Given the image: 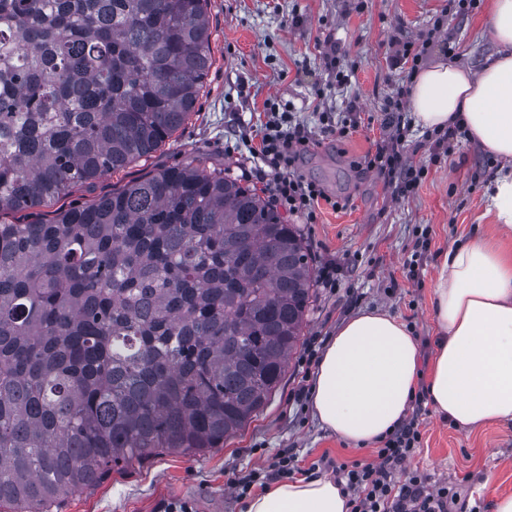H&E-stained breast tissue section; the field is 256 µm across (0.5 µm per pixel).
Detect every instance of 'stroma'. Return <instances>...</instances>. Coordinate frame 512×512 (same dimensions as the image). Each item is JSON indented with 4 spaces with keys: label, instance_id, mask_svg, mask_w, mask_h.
I'll list each match as a JSON object with an SVG mask.
<instances>
[{
    "label": "stroma",
    "instance_id": "obj_1",
    "mask_svg": "<svg viewBox=\"0 0 512 512\" xmlns=\"http://www.w3.org/2000/svg\"><path fill=\"white\" fill-rule=\"evenodd\" d=\"M490 5L480 0L461 12L449 9L448 0H208L213 65L195 115L152 157L103 177L77 197L90 199L190 155L237 178L259 163L245 138L264 121L267 100L315 132L321 114L329 113L346 133L321 138L298 163L300 173L329 196L316 222L300 231L312 267L332 260L339 271L335 288H315L302 341L335 336L349 318L377 310L403 321L423 361H430L440 256L474 232H492L496 218L487 211L486 188L500 163L463 134L448 151L434 150V131L414 126L406 152L424 175L412 193L393 196L383 175L362 163L388 131L389 100L411 82L407 68L393 65L395 52L404 42H424V65L477 68L493 51L484 35ZM436 24L444 35L432 41L428 34ZM329 39L340 47L332 68L323 60ZM338 69L349 76L341 85ZM301 357L293 353L263 413L223 447L193 457L164 454L112 473L94 492L70 496L61 512H163L174 503L189 512H241L230 478L267 468L282 450L293 449L304 470L324 455L373 461L374 447L347 444L320 423L311 405L289 402L303 375ZM421 420V440L405 471L456 492L453 512H492L495 497L512 495V429L461 428L430 410Z\"/></svg>",
    "mask_w": 512,
    "mask_h": 512
}]
</instances>
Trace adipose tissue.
<instances>
[{"label":"adipose tissue","instance_id":"ef3b65f1","mask_svg":"<svg viewBox=\"0 0 512 512\" xmlns=\"http://www.w3.org/2000/svg\"><path fill=\"white\" fill-rule=\"evenodd\" d=\"M488 32L496 52L479 71L438 62L412 79L415 125L460 124L500 161L488 188L498 221L493 235L450 246L433 284L438 333L429 373L406 324L380 311L347 320L327 343L311 387L320 422L364 447L392 433L417 392L455 426H512V0H492ZM242 512H348L347 497L326 474L272 482L245 498Z\"/></svg>","mask_w":512,"mask_h":512}]
</instances>
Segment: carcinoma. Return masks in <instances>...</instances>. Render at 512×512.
<instances>
[{"label":"carcinoma","mask_w":512,"mask_h":512,"mask_svg":"<svg viewBox=\"0 0 512 512\" xmlns=\"http://www.w3.org/2000/svg\"><path fill=\"white\" fill-rule=\"evenodd\" d=\"M206 0H0V506L197 455L268 404L303 335L306 245L198 156L46 217L184 127Z\"/></svg>","instance_id":"obj_1"}]
</instances>
